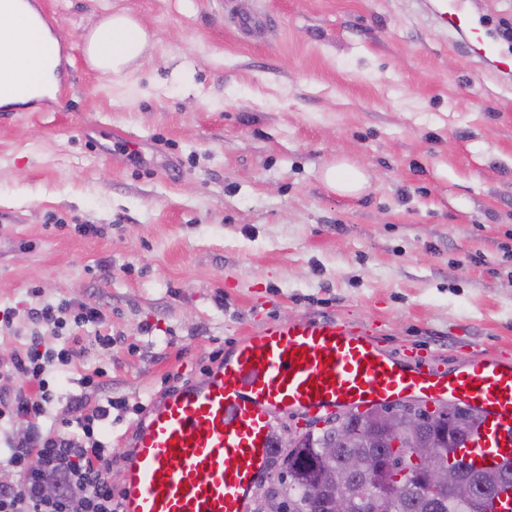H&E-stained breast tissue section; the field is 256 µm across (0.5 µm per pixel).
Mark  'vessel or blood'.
Returning <instances> with one entry per match:
<instances>
[{
  "mask_svg": "<svg viewBox=\"0 0 512 512\" xmlns=\"http://www.w3.org/2000/svg\"><path fill=\"white\" fill-rule=\"evenodd\" d=\"M19 6L47 27L59 22L43 0ZM429 7L449 32L466 35L479 62L500 57L448 0ZM418 396L477 408L473 448L512 449V366L488 354L451 373L407 369L372 336L342 320L274 324L248 333L232 356L153 406L125 458L123 512H246L272 455L271 419L280 409L319 418Z\"/></svg>",
  "mask_w": 512,
  "mask_h": 512,
  "instance_id": "1",
  "label": "vessel or blood"
}]
</instances>
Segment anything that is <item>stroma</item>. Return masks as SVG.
I'll return each mask as SVG.
<instances>
[{
	"mask_svg": "<svg viewBox=\"0 0 512 512\" xmlns=\"http://www.w3.org/2000/svg\"><path fill=\"white\" fill-rule=\"evenodd\" d=\"M49 4L77 65L61 111L0 112V359L59 348L40 303L102 313L48 418L124 402L115 492L151 406L269 324L339 318L410 368L512 361V80L461 36L413 0ZM457 6L487 38L512 19ZM115 10L150 35L122 77L83 50ZM341 161L363 193L324 184Z\"/></svg>",
	"mask_w": 512,
	"mask_h": 512,
	"instance_id": "obj_1",
	"label": "stroma"
}]
</instances>
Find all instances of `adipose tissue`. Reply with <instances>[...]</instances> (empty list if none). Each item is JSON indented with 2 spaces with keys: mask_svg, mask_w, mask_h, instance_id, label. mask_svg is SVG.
Segmentation results:
<instances>
[{
  "mask_svg": "<svg viewBox=\"0 0 512 512\" xmlns=\"http://www.w3.org/2000/svg\"><path fill=\"white\" fill-rule=\"evenodd\" d=\"M148 41L142 23L127 13L103 18L89 33L84 52L92 68L113 75L125 74L141 56ZM16 58L13 87L0 93V104L27 102L44 94L55 82L56 51L22 19L0 10V56Z\"/></svg>",
  "mask_w": 512,
  "mask_h": 512,
  "instance_id": "adipose-tissue-1",
  "label": "adipose tissue"
}]
</instances>
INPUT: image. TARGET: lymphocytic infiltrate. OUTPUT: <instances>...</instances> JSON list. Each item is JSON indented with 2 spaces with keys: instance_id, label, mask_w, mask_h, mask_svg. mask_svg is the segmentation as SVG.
Returning <instances> with one entry per match:
<instances>
[{
  "instance_id": "lymphocytic-infiltrate-1",
  "label": "lymphocytic infiltrate",
  "mask_w": 512,
  "mask_h": 512,
  "mask_svg": "<svg viewBox=\"0 0 512 512\" xmlns=\"http://www.w3.org/2000/svg\"><path fill=\"white\" fill-rule=\"evenodd\" d=\"M32 317L53 330L102 320L100 313L73 308L67 301L42 304ZM71 356L66 345L46 352L32 346L11 361L16 372L37 381L39 391L0 401V426L21 419L30 424L25 439L8 440L0 452V460L17 475L16 482L0 484V512H120L109 480L112 453L99 438L100 422L112 414L111 397H104L67 433L45 432L39 425L53 400L47 376Z\"/></svg>"
}]
</instances>
